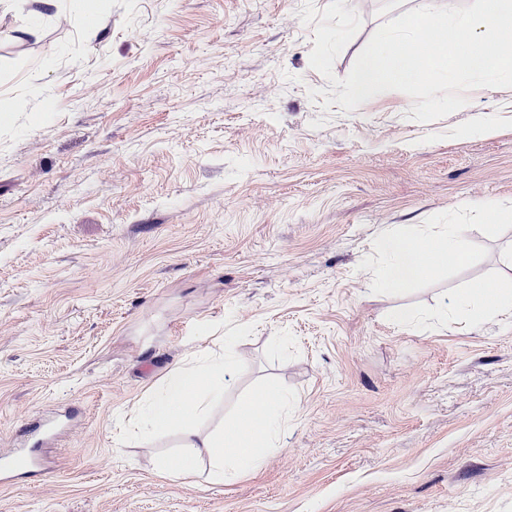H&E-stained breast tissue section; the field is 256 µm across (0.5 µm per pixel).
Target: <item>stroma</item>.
I'll use <instances>...</instances> for the list:
<instances>
[{"mask_svg":"<svg viewBox=\"0 0 512 512\" xmlns=\"http://www.w3.org/2000/svg\"><path fill=\"white\" fill-rule=\"evenodd\" d=\"M305 1L0 5V103L19 105L0 120V450L37 412L72 416L0 512H512V306L454 302L505 273L512 88L429 123L400 91L323 108ZM345 6L340 79L418 0ZM448 224L469 265L380 287L383 237ZM227 340L237 367L194 427L273 384L277 447L221 483L162 473L179 430L128 420Z\"/></svg>","mask_w":512,"mask_h":512,"instance_id":"35a3bbf8","label":"stroma"}]
</instances>
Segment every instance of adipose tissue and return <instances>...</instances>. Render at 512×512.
<instances>
[{"instance_id":"adipose-tissue-1","label":"adipose tissue","mask_w":512,"mask_h":512,"mask_svg":"<svg viewBox=\"0 0 512 512\" xmlns=\"http://www.w3.org/2000/svg\"><path fill=\"white\" fill-rule=\"evenodd\" d=\"M386 248L392 259L384 267L379 285L390 292L409 288L447 263L462 267L470 261L469 250L454 224L446 225L443 233L435 237L389 238ZM235 367L232 351L207 355L169 372L149 401L146 426L155 433L180 429L185 447L193 451L192 457L178 461L176 476L193 477L196 473L194 458L201 454L209 457L211 475L218 479L223 478L228 470L256 471L263 464L262 449L274 447L280 422L270 414L269 408L287 402L285 395L275 386L252 392L243 399L242 409L258 404L262 410L256 418L240 421L234 430L220 431L202 439L192 425L193 418L206 412L212 401L222 395L224 375Z\"/></svg>"}]
</instances>
